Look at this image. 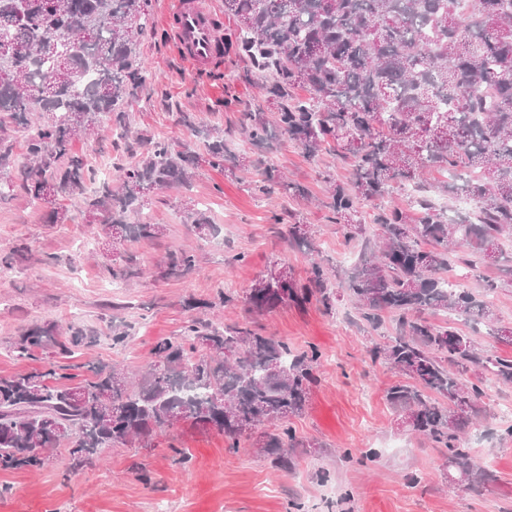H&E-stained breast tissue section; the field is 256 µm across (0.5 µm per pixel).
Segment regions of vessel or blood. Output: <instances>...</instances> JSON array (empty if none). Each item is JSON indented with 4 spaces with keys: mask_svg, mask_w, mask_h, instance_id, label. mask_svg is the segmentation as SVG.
Segmentation results:
<instances>
[{
    "mask_svg": "<svg viewBox=\"0 0 512 512\" xmlns=\"http://www.w3.org/2000/svg\"><path fill=\"white\" fill-rule=\"evenodd\" d=\"M166 11L176 17L172 38L194 70L211 66L222 34L207 0H172Z\"/></svg>",
    "mask_w": 512,
    "mask_h": 512,
    "instance_id": "vessel-or-blood-1",
    "label": "vessel or blood"
}]
</instances>
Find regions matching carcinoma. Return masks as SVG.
<instances>
[{
  "mask_svg": "<svg viewBox=\"0 0 512 512\" xmlns=\"http://www.w3.org/2000/svg\"><path fill=\"white\" fill-rule=\"evenodd\" d=\"M224 0V15L241 29L223 42L216 66L234 55L258 76H271L272 117L245 110L238 124L255 147L274 133L298 144L307 157L333 152L353 161L351 185L327 174V207L348 241L364 234L359 206L381 200L394 186L418 184L427 168L452 174L440 192L473 203L469 215L451 218L428 198L415 215L383 207L375 218L379 245L364 247L346 288L362 317L378 328L390 313L398 335L370 349L373 361L406 382L386 399L412 421V431L448 452L452 470L475 492L495 475L474 466L462 434L482 411L483 375L512 384V359L482 351L448 323L436 325L426 310L465 314L476 324L495 322L477 295L439 277L450 258L471 265L454 248L485 253L512 238V0ZM162 39L152 0H0V133H24L17 180L0 179V200L25 194L47 208V223L69 220L58 201L78 196L85 211L102 215L105 255L116 246L165 233L140 220L145 197L186 184L198 158L176 151L165 138L150 141L134 163L126 106L147 87L150 73L139 54L146 32ZM303 88L308 96L296 90ZM121 130L112 141L120 185L99 179L73 151V142L101 120ZM205 163L224 168L237 159L224 131L206 133ZM276 190L307 199V187L268 167L252 191ZM186 220L199 233L214 229L190 205ZM291 240L314 251L308 224H292ZM198 263L192 250L166 256L160 277L184 278ZM274 263L245 294L264 315L292 302L315 301L327 312L336 303L329 260L310 258L306 283ZM139 274L127 251L112 278ZM89 344L80 329L54 322L27 328L12 345L20 359L51 349L64 358ZM154 360L136 379L119 365L72 366L53 362L44 371L0 376V472L41 470L46 454L65 448L74 473L112 445L148 447L185 421L224 435L227 448L241 441L281 466L299 444L292 419L302 414L320 367L319 351L292 353L288 345L248 325L215 324L201 317L183 333L156 342ZM476 381H465L468 373ZM269 430L259 431L260 427Z\"/></svg>",
  "mask_w": 512,
  "mask_h": 512,
  "instance_id": "1",
  "label": "carcinoma"
}]
</instances>
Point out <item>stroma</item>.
<instances>
[{"label": "stroma", "instance_id": "1", "mask_svg": "<svg viewBox=\"0 0 512 512\" xmlns=\"http://www.w3.org/2000/svg\"><path fill=\"white\" fill-rule=\"evenodd\" d=\"M140 56L153 77L128 107L133 131L143 137L135 156L145 155L154 137L167 139L175 150L201 154L206 131L217 127L225 130L231 152L245 155L248 164L221 170L201 166L190 187L153 194L148 215L166 233L130 243L146 275L119 289L112 288L107 260L94 243L98 227L76 201L67 203L70 219L65 224L47 223L44 209L32 206L24 194L0 202V250L22 242L29 247L11 269L0 272L2 377L45 367L42 359H16L11 344L26 327L46 321L82 329L93 338V346L79 351L75 363L144 368L154 358L158 339L181 334L192 316L185 306L188 298L213 299L226 285L240 297L274 261L304 279L314 249L348 275L365 242L379 234L372 222L377 209L370 203L362 207V240L346 241L329 219L322 175L349 182L348 161L332 153L308 159L285 137L266 148L252 147L239 130L237 108L216 106V99L229 93L240 105L270 112L266 91L246 76L247 62L226 63L216 76L198 74L173 41L149 35L141 40ZM185 112L194 127L182 123ZM269 166L307 186L311 199L279 191L253 194L251 182ZM188 203L205 210L218 227L215 236L199 237L185 223L182 211ZM298 223L311 226L313 249L288 243V227ZM184 246L199 255L196 269L180 280L160 279L169 251ZM441 276L479 294L495 311L497 323L476 325L440 312L428 313V320L450 322L482 349L512 358V344L496 336L497 327H512V288L481 289L484 281L512 277V257L494 262L479 257L470 267L454 262ZM336 293V308L329 313L313 303L291 304L255 318L240 300L215 310L227 323L253 322L293 352L314 346L322 354L318 382L304 414L293 421L309 445L291 452L292 468L273 465L249 443L232 451L223 435L182 425L148 448L104 449L90 466L69 476L62 448L52 449L54 462L47 468L2 472L0 484H10L11 491L0 497V512H156L161 504L168 512H286L292 500L301 503L302 512H341L340 499L347 493L353 512H512V440L502 439L512 426V385L490 384L484 415L464 435L476 464L495 474V481L479 494L450 483L446 450L400 427L386 401L399 374L371 361L370 348L397 334L395 318L384 316L382 325L373 327L344 287ZM116 319L128 331L121 348L111 340ZM176 448L190 449L189 468L173 464ZM370 451L376 459L365 460Z\"/></svg>", "mask_w": 512, "mask_h": 512}]
</instances>
